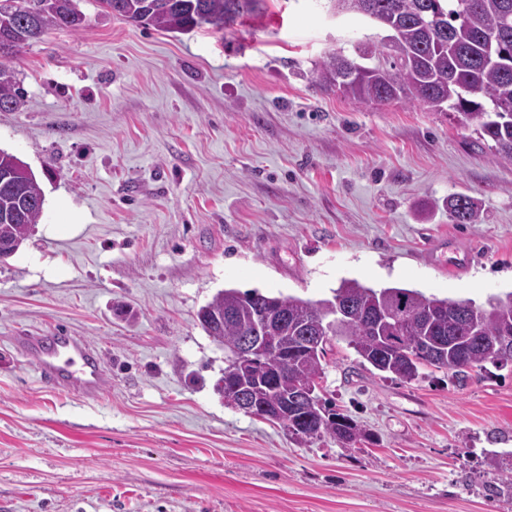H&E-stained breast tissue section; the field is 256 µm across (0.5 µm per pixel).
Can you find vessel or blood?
<instances>
[{
  "label": "vessel or blood",
  "mask_w": 512,
  "mask_h": 512,
  "mask_svg": "<svg viewBox=\"0 0 512 512\" xmlns=\"http://www.w3.org/2000/svg\"><path fill=\"white\" fill-rule=\"evenodd\" d=\"M14 344L35 358L47 383L84 394H96L105 385L99 354L80 337L62 331L15 337Z\"/></svg>",
  "instance_id": "obj_1"
}]
</instances>
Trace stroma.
I'll use <instances>...</instances> for the list:
<instances>
[{"label": "stroma", "mask_w": 512, "mask_h": 512, "mask_svg": "<svg viewBox=\"0 0 512 512\" xmlns=\"http://www.w3.org/2000/svg\"><path fill=\"white\" fill-rule=\"evenodd\" d=\"M11 67L0 148L43 215L0 260V512H512V365L406 383L343 339L320 397L371 434L298 442L224 400L220 291L332 298L341 280L483 303L512 291V162L450 117L320 91L371 26L263 0L224 32L130 23L81 0ZM479 199L455 224L448 196ZM96 347L97 396L47 385L13 338Z\"/></svg>", "instance_id": "1"}]
</instances>
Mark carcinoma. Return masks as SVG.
Listing matches in <instances>:
<instances>
[{"label":"carcinoma","mask_w":512,"mask_h":512,"mask_svg":"<svg viewBox=\"0 0 512 512\" xmlns=\"http://www.w3.org/2000/svg\"><path fill=\"white\" fill-rule=\"evenodd\" d=\"M0 0V40L14 51L0 54V111H14L23 102L8 63L25 47L53 28L79 30L86 22L77 0ZM100 11L131 23L153 25L169 32H191L207 26L217 32L243 15L259 10L261 0H94ZM348 12L378 27L397 12L394 41L384 47L358 48L359 60L333 51L314 69V84L323 90L341 89L361 105L391 102L419 105L446 112L462 127L477 126L492 142L494 156L512 161V111L498 107L503 86L512 85V0H347ZM502 31L508 41L491 48L487 35ZM44 197L33 172L16 155L0 149V243L16 252L42 216ZM448 213L455 224L480 222L478 201L466 193L448 197ZM383 305L372 318L365 305ZM348 302L347 318H338L330 333L347 341L362 362L395 377L412 381L423 366L445 368L463 385L469 371L496 363V339L512 336V292L492 296L483 304L426 296L398 287L374 289L357 279H344L330 299L268 296L257 290L225 289L198 311L205 332L227 352L229 372L235 365L233 347L239 339L268 319L288 316V322L266 332L274 351L252 366V385L271 410L287 400L296 378L313 379L324 373L326 345L307 347L298 341L303 329L319 332L323 310ZM465 306L458 313L456 306ZM292 438L301 441L328 437L343 445L370 439V433L349 416L326 405L319 414L306 411L296 422H281Z\"/></svg>","instance_id":"cac0c4a2"}]
</instances>
